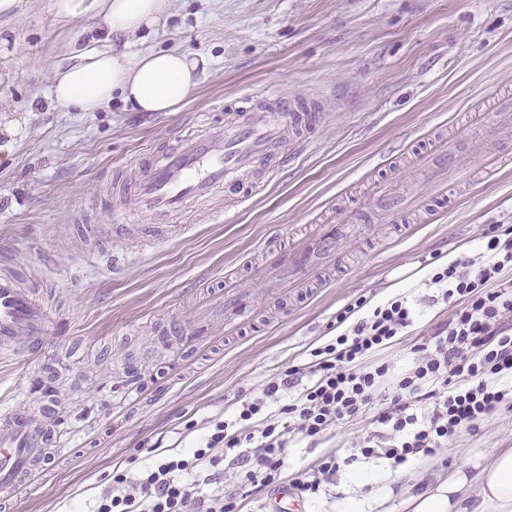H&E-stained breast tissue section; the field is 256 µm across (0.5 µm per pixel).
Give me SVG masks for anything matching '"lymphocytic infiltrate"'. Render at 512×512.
I'll return each mask as SVG.
<instances>
[{"label":"lymphocytic infiltrate","mask_w":512,"mask_h":512,"mask_svg":"<svg viewBox=\"0 0 512 512\" xmlns=\"http://www.w3.org/2000/svg\"><path fill=\"white\" fill-rule=\"evenodd\" d=\"M512 238L491 227L475 256L432 272L424 303L451 306L425 342L395 368L384 353L414 325L418 311L397 295L365 308L344 333L311 349L309 360L239 396L233 412L181 453L153 446L136 473L113 474L93 512H240L243 503L293 483L318 494L342 465L358 459L400 467L437 456L449 440L501 407L512 408ZM366 419L349 456L331 451L301 478L285 471L288 448L322 442L327 431Z\"/></svg>","instance_id":"1"}]
</instances>
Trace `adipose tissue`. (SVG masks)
Instances as JSON below:
<instances>
[{
  "label": "adipose tissue",
  "instance_id": "adipose-tissue-1",
  "mask_svg": "<svg viewBox=\"0 0 512 512\" xmlns=\"http://www.w3.org/2000/svg\"><path fill=\"white\" fill-rule=\"evenodd\" d=\"M64 19L97 12L100 38L74 47L72 64L56 69L49 88L58 106L94 112L120 97L136 112H175L198 85L204 56L142 48L140 33L161 25L168 0H54ZM407 512H512V448L471 461L418 493H404Z\"/></svg>",
  "mask_w": 512,
  "mask_h": 512
}]
</instances>
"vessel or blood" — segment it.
I'll return each instance as SVG.
<instances>
[{
  "mask_svg": "<svg viewBox=\"0 0 512 512\" xmlns=\"http://www.w3.org/2000/svg\"><path fill=\"white\" fill-rule=\"evenodd\" d=\"M493 100L489 110H472L464 128L467 135L482 140L484 172L489 176L511 159L504 145L512 140V94L497 92ZM490 115L499 119L491 135L485 132ZM323 118L317 103L309 98L275 91L264 93L258 100L246 97L243 106L225 113L222 128L216 130L204 123L144 154L134 184L128 189L130 203L140 213L166 218L208 201L219 191L232 205L246 202L287 165L285 132H292L294 144L307 143ZM416 164L433 180L436 201L447 202L451 191L447 174L459 169L456 140L434 139L430 149L417 152ZM377 199L380 209L395 224L415 207L404 191L382 192ZM339 233L337 226H321L320 250L315 254L295 242L268 245L266 260L285 280L298 284L311 281L321 277L334 256ZM201 293L209 319L233 328L253 321L251 300L245 292L228 286L217 296L206 287ZM46 320L44 307L22 287L18 274L8 268L0 270V347L21 345L30 353H39L46 343ZM53 439L51 430L33 421L24 410H0V504L13 499L34 472L46 470Z\"/></svg>",
  "mask_w": 512,
  "mask_h": 512,
  "instance_id": "1",
  "label": "vessel or blood"
}]
</instances>
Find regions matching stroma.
<instances>
[{"label":"stroma","mask_w":512,"mask_h":512,"mask_svg":"<svg viewBox=\"0 0 512 512\" xmlns=\"http://www.w3.org/2000/svg\"><path fill=\"white\" fill-rule=\"evenodd\" d=\"M102 26L96 15L60 20L53 0H18L0 15V264L36 288L49 331L39 355L0 359V404L45 416L57 431L52 466L14 498L13 512H90L115 465L158 440L199 439L235 398L257 395L312 343L336 336L344 307L419 299L434 262L475 255L490 226L512 228V164L489 182L474 168L433 220L410 213L393 224L374 212L341 262L298 292L269 295L259 280L266 244L342 223L352 199L418 185L413 154L430 136L459 137L479 163L478 144L459 133L487 94L512 89V0H171L145 45L210 60L180 110L133 112L116 98L97 112L66 111L49 96L51 76L70 64L71 40ZM268 89L322 101L325 119L306 148L244 205L216 194L173 216L147 249L151 220L115 215V178L131 180L147 149L192 124L221 123L242 95ZM12 120L13 136L4 129ZM229 273L253 290L257 323L230 336L214 328L186 356L169 325L193 315L199 281ZM361 427L290 449L288 476L349 446ZM498 448H512L511 409L406 468L402 486L422 489ZM391 473L382 461L358 464L305 512L373 498Z\"/></svg>","instance_id":"1"}]
</instances>
